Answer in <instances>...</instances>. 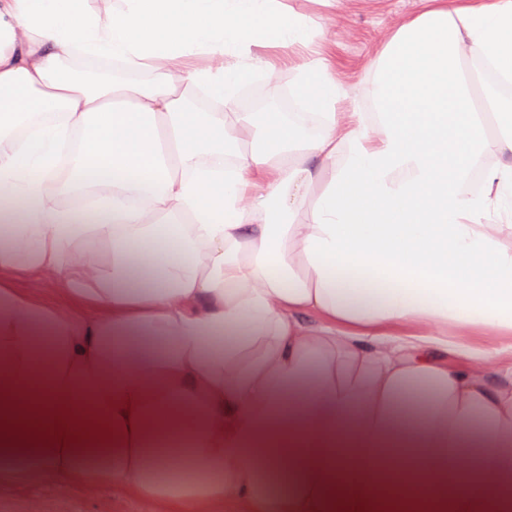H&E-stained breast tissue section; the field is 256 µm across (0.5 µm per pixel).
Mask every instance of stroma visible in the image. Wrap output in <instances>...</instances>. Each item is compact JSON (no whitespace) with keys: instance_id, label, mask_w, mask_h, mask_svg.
Segmentation results:
<instances>
[{"instance_id":"obj_1","label":"stroma","mask_w":512,"mask_h":512,"mask_svg":"<svg viewBox=\"0 0 512 512\" xmlns=\"http://www.w3.org/2000/svg\"><path fill=\"white\" fill-rule=\"evenodd\" d=\"M434 6L435 0H277L281 18L295 17L315 26L314 48L345 97L342 109L359 112L373 109L372 65L391 36ZM296 60V49L265 40L228 47L225 65L243 75L234 94L235 111H252L255 99L247 96L251 90L256 99H277L285 91L296 94ZM209 64L207 49L200 47L191 56L164 60L152 69L131 72L113 67L105 79L113 84H148L163 74L180 82L185 106L204 112L208 105L201 89L182 84L181 78L186 68L202 70ZM267 68L273 78L264 77ZM0 282L59 312L71 313L79 307L78 299L51 273L33 276L4 270ZM0 512H157V508L130 487L89 488L66 481L54 488L1 484Z\"/></svg>"}]
</instances>
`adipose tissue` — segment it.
Listing matches in <instances>:
<instances>
[{
    "label": "adipose tissue",
    "mask_w": 512,
    "mask_h": 512,
    "mask_svg": "<svg viewBox=\"0 0 512 512\" xmlns=\"http://www.w3.org/2000/svg\"><path fill=\"white\" fill-rule=\"evenodd\" d=\"M256 34L312 38L275 0H123L105 25L84 0H0V269L60 274L84 304L0 284V483L129 486L172 512H512V97L476 110L463 67L512 79V0L400 26L370 112L337 111L303 59L312 131L61 63L141 70ZM477 330L502 347L449 368ZM58 415L89 439L48 435Z\"/></svg>",
    "instance_id": "obj_1"
}]
</instances>
